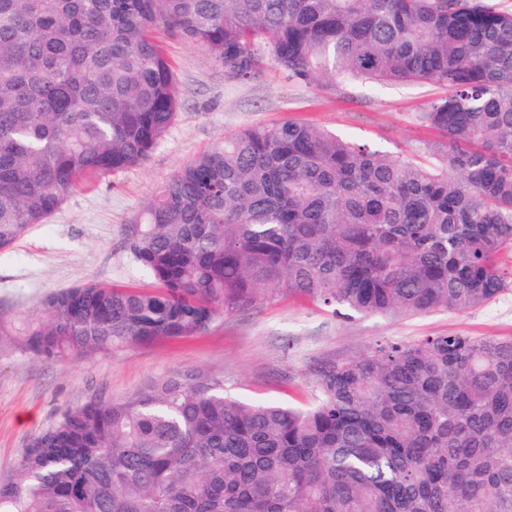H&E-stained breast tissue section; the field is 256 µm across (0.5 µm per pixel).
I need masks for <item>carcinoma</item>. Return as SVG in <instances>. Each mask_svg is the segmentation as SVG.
I'll use <instances>...</instances> for the list:
<instances>
[{
  "label": "carcinoma",
  "instance_id": "obj_1",
  "mask_svg": "<svg viewBox=\"0 0 512 512\" xmlns=\"http://www.w3.org/2000/svg\"><path fill=\"white\" fill-rule=\"evenodd\" d=\"M224 74L431 82L436 162L251 125L134 216L159 288L46 297L0 347L60 361L199 336L280 294L346 317L465 311L512 274V12L492 0H0V250L146 160L180 108L157 25ZM306 409L169 377L31 438L0 512H512V340L426 336L318 364Z\"/></svg>",
  "mask_w": 512,
  "mask_h": 512
}]
</instances>
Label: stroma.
<instances>
[{
    "label": "stroma",
    "mask_w": 512,
    "mask_h": 512,
    "mask_svg": "<svg viewBox=\"0 0 512 512\" xmlns=\"http://www.w3.org/2000/svg\"><path fill=\"white\" fill-rule=\"evenodd\" d=\"M162 41L177 77L176 122L144 162L78 190L46 223L0 251V311L8 317L26 319L45 296L86 282L154 288L130 256L129 218L184 162L242 127L302 122L421 161L428 158L425 145L440 138L418 118L442 95L437 85L296 83L271 63L259 80L230 81L207 51L168 35ZM444 335L512 339V290L467 311L349 319L283 294L224 314L200 336L53 362L6 346L0 348V480L15 477L34 434L94 399H121L169 376L196 375L223 381L235 397L302 407L312 399L315 362L349 359L376 343Z\"/></svg>",
    "instance_id": "35a3bbf8"
}]
</instances>
